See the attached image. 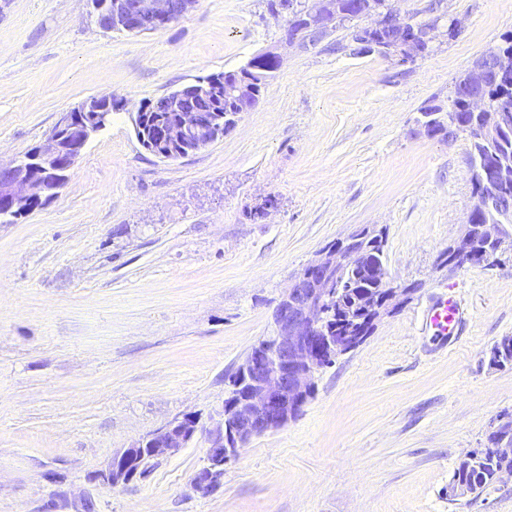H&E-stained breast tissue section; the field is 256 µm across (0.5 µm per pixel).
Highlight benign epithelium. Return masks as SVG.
I'll return each mask as SVG.
<instances>
[{
	"label": "benign epithelium",
	"mask_w": 512,
	"mask_h": 512,
	"mask_svg": "<svg viewBox=\"0 0 512 512\" xmlns=\"http://www.w3.org/2000/svg\"><path fill=\"white\" fill-rule=\"evenodd\" d=\"M97 26L106 32L144 34L165 28L190 12L197 0H91ZM369 28L390 31L403 19L387 3L372 13ZM349 23L336 0H316L314 10L306 13V23L286 36L290 46L308 47L314 36L336 26ZM440 29L427 23L425 32L410 34L387 45L366 39L362 28L353 31L351 51L364 54L377 52L405 64L422 54L421 45L428 44ZM488 82L485 59H480L468 72L467 83L483 87ZM171 106L178 113L170 124L157 127L145 148L158 155L180 158L201 151L223 137L217 121L196 112L184 100L183 93L171 94ZM112 94L84 99L77 107L64 112L50 136L12 165L0 168V221L12 223L56 198L62 189L60 172L77 162L95 133L112 121ZM502 131L499 113L487 112L479 132L493 138ZM485 187L481 209L492 204L503 209L505 198L498 195L492 183L499 181L495 171L478 175ZM361 228L324 247L291 281L272 316L271 329L258 340L249 355L230 379L231 395L224 400L220 419L206 429L209 448L203 466L194 476L195 488L210 494L217 491L224 477V466L236 461L242 450L255 438L279 430L295 420L312 398L320 371L336 357L359 347L365 341L364 328L330 327L336 320V302L342 275L350 268L365 263L358 246ZM485 237L489 252L481 263H494L503 255L507 234L494 222L466 224L463 234L448 247V262L457 256L474 257L473 242ZM416 291L412 285L389 284L386 290L365 308L364 321L375 324L400 305V297ZM202 428L200 418L185 415L158 429L153 434L113 456L106 469L96 478L101 484L115 487L146 475L153 463L186 447Z\"/></svg>",
	"instance_id": "1"
}]
</instances>
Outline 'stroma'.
<instances>
[{"instance_id":"35a3bbf8","label":"stroma","mask_w":512,"mask_h":512,"mask_svg":"<svg viewBox=\"0 0 512 512\" xmlns=\"http://www.w3.org/2000/svg\"><path fill=\"white\" fill-rule=\"evenodd\" d=\"M443 6L456 38L401 65L351 54L347 28L288 46L267 0H199L140 35L99 29L86 0H0V166L88 96L118 104L59 196L0 223V512H512L510 478L448 498L460 457L512 414V368L489 364L512 336V263L438 268L476 202L470 146L419 126L512 34V0ZM273 48L275 79L224 138L173 161L140 145V102ZM359 225L386 228L390 280L419 289L321 370L301 415L244 448L215 493L193 485L202 433L146 477L100 485L136 440L218 418L292 277ZM446 285L468 321L441 348L422 316Z\"/></svg>"}]
</instances>
